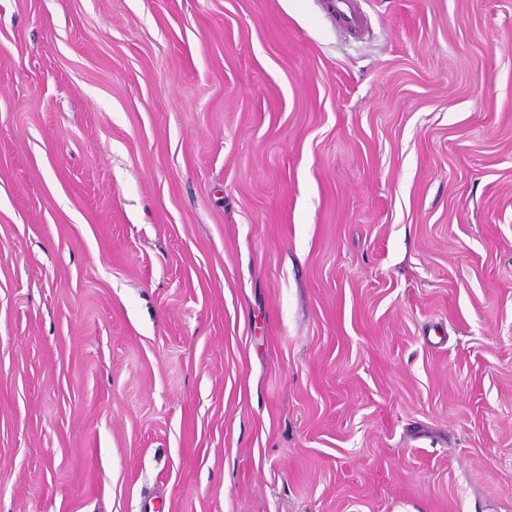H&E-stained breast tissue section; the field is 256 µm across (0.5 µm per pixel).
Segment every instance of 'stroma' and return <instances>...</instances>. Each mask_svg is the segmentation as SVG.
Segmentation results:
<instances>
[{"label":"stroma","mask_w":512,"mask_h":512,"mask_svg":"<svg viewBox=\"0 0 512 512\" xmlns=\"http://www.w3.org/2000/svg\"><path fill=\"white\" fill-rule=\"evenodd\" d=\"M0 0V512H512V0Z\"/></svg>","instance_id":"1"}]
</instances>
